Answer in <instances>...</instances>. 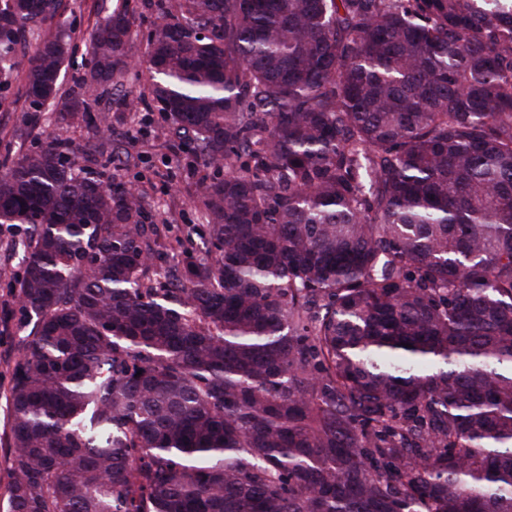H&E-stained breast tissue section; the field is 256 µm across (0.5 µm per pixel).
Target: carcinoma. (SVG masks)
Wrapping results in <instances>:
<instances>
[{"instance_id":"obj_1","label":"carcinoma","mask_w":512,"mask_h":512,"mask_svg":"<svg viewBox=\"0 0 512 512\" xmlns=\"http://www.w3.org/2000/svg\"><path fill=\"white\" fill-rule=\"evenodd\" d=\"M0 0L32 126L75 50ZM152 95L214 261L62 143L0 166L29 332L0 512H512V0H173ZM35 39L32 53L25 48ZM123 4L64 120L128 70Z\"/></svg>"}]
</instances>
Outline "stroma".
<instances>
[{
	"label": "stroma",
	"instance_id": "obj_1",
	"mask_svg": "<svg viewBox=\"0 0 512 512\" xmlns=\"http://www.w3.org/2000/svg\"><path fill=\"white\" fill-rule=\"evenodd\" d=\"M125 0H63L58 25L81 41L89 24L106 16ZM129 1L138 19L131 53L136 60L120 85L110 89L99 100V107H111L112 131L92 135L83 126L66 125L58 120V112L69 100L76 82L84 76L80 65L68 67L63 75L57 98L40 114V123L30 127L21 115L28 104L20 94L21 76H13L7 89L0 91V159L5 154H19L51 139L65 142L77 156L79 167L100 172L103 178L118 176L135 188L142 197L146 223L156 225L163 236L182 241L178 253L160 255L156 264L166 267L183 260H209V244L203 227V216L197 189L203 176L220 175L216 166L205 165L192 156L176 136L170 123L163 120L151 95L149 73L142 58L147 36L156 19L147 0ZM139 99V109L129 112L116 109L117 101ZM18 234L9 227L0 228V312H19L14 279L22 261L10 250ZM26 327L19 320L0 323V433L7 426L5 395L8 391L7 363L18 351Z\"/></svg>",
	"mask_w": 512,
	"mask_h": 512
}]
</instances>
